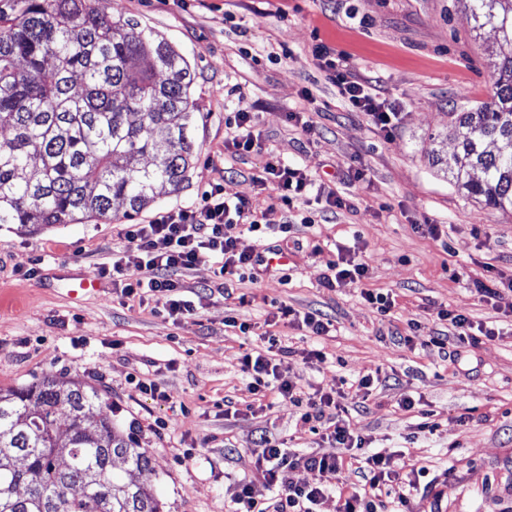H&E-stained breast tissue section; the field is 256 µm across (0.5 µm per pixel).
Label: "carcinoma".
Here are the masks:
<instances>
[{"label":"carcinoma","mask_w":512,"mask_h":512,"mask_svg":"<svg viewBox=\"0 0 512 512\" xmlns=\"http://www.w3.org/2000/svg\"><path fill=\"white\" fill-rule=\"evenodd\" d=\"M471 2L476 27L509 50L488 98L449 113L457 152L445 171L511 215L512 0ZM193 81L175 46L100 0H0V224L107 218L117 202L131 217L158 186L180 189L195 156ZM100 400L53 375L0 388V512H160L152 489L119 474L148 469V450L108 418L86 424Z\"/></svg>","instance_id":"1"}]
</instances>
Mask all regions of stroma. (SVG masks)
<instances>
[{"label": "stroma", "instance_id": "35a3bbf8", "mask_svg": "<svg viewBox=\"0 0 512 512\" xmlns=\"http://www.w3.org/2000/svg\"><path fill=\"white\" fill-rule=\"evenodd\" d=\"M113 14L135 18L187 58L197 105L196 158L180 191L161 187L134 221L188 207L210 184L264 212L262 232H240L245 252L279 250L285 268L264 264L226 283L203 262L185 271L184 298L193 318L175 322L162 307L122 302L103 267L123 251V217L38 230L0 226V387L24 388L46 375L78 379L102 395L99 415L136 434L149 470L124 473L151 487L162 512H230L243 481L256 478L260 434L300 454L323 443L297 408L275 400L259 410L241 358L254 337L225 327L236 316L263 325L273 308L319 310L331 335L275 326L292 347L281 370L302 391L339 387L379 371L384 386L367 411H351L352 427L371 451L426 466L431 496L414 512H512V292L483 300L475 281L512 279V215L484 205L430 162L456 150L450 115L486 100L499 39L476 28L469 0H104ZM344 52L363 79H379L400 110L385 138L363 114L349 111L319 68L318 45ZM253 116L261 150L225 154L226 122L239 106ZM311 131H303L302 121ZM277 155L346 198L328 223L297 225L272 189L256 183ZM364 180H354L355 171ZM444 224L434 239L418 224ZM369 265L364 286L391 294L380 315L353 287L326 288L338 247ZM96 292L72 295L80 279ZM467 314L499 331L494 340L439 354L429 340L448 335L439 309ZM420 325L417 344L393 343L391 329ZM318 348L323 360H310ZM166 398L153 400L140 382ZM415 409H401L407 394ZM436 427L418 431L423 413Z\"/></svg>", "mask_w": 512, "mask_h": 512}]
</instances>
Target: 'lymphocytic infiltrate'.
Masks as SVG:
<instances>
[{
    "label": "lymphocytic infiltrate",
    "mask_w": 512,
    "mask_h": 512,
    "mask_svg": "<svg viewBox=\"0 0 512 512\" xmlns=\"http://www.w3.org/2000/svg\"><path fill=\"white\" fill-rule=\"evenodd\" d=\"M315 56L320 69L336 84L346 106L366 115L385 137H392L399 124L398 113L382 98L378 84L356 79L344 53L321 45ZM256 181L272 186L280 203L289 208L307 201L316 186L315 180L302 169L288 167L274 156ZM239 226L258 232L262 222L248 200L226 199L223 186L212 184L195 206L159 213L145 224L127 225V245L121 257L112 263V284L121 297L129 300L151 295L173 320L191 318L196 305L181 298L182 286L175 278L176 273L210 259L216 265L215 275L229 282L254 268L255 256L236 249L233 231ZM132 266L144 270V278L127 281L125 272ZM368 271L366 261L341 246L324 285L358 287L363 299L377 311L389 312L393 306L390 295L364 287ZM259 340L256 350L242 358V368L251 376L254 391L270 392L288 400L300 408L303 421L321 423V437L330 449L301 455L291 452L283 442L264 440L261 479L242 483L233 512H314L315 505L331 490L338 495V512H409L411 496L420 489L425 467L401 465L368 451L364 439L355 435L343 416L344 400L368 401L378 378L368 373L346 387L318 391L305 398L292 382L283 378L274 361V352L281 348L279 336L267 331L260 334ZM300 467L312 473V482H294L293 472ZM270 488L277 491L272 502L263 495Z\"/></svg>",
    "instance_id": "lymphocytic-infiltrate-1"
}]
</instances>
